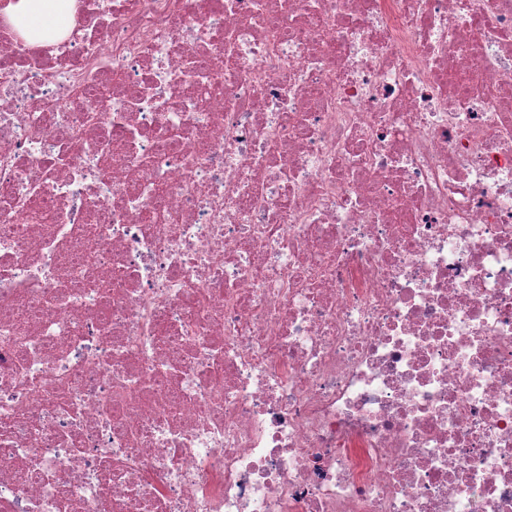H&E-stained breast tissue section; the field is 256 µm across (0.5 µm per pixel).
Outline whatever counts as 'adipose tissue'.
<instances>
[{
	"instance_id": "1",
	"label": "adipose tissue",
	"mask_w": 512,
	"mask_h": 512,
	"mask_svg": "<svg viewBox=\"0 0 512 512\" xmlns=\"http://www.w3.org/2000/svg\"><path fill=\"white\" fill-rule=\"evenodd\" d=\"M75 0H10L0 21L29 43L54 42L74 25Z\"/></svg>"
}]
</instances>
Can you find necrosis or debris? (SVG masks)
Returning a JSON list of instances; mask_svg holds the SVG:
<instances>
[{
	"instance_id": "1",
	"label": "necrosis or debris",
	"mask_w": 512,
	"mask_h": 512,
	"mask_svg": "<svg viewBox=\"0 0 512 512\" xmlns=\"http://www.w3.org/2000/svg\"><path fill=\"white\" fill-rule=\"evenodd\" d=\"M0 224V512H512V0L0 25Z\"/></svg>"
}]
</instances>
